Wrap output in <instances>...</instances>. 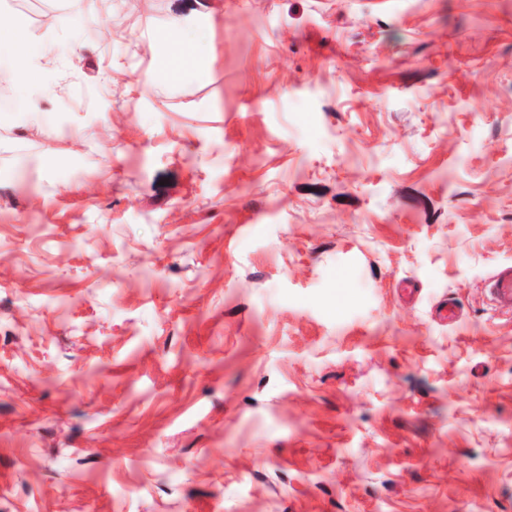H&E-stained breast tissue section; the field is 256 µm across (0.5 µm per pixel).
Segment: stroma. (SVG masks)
I'll return each instance as SVG.
<instances>
[{"mask_svg":"<svg viewBox=\"0 0 512 512\" xmlns=\"http://www.w3.org/2000/svg\"><path fill=\"white\" fill-rule=\"evenodd\" d=\"M100 14L0 0V512H512V0ZM30 31L18 24H0V56L7 57L10 65L0 70V82L11 86L27 103V111H42L43 102L55 95L59 87H47L42 75L53 61V46L31 47ZM489 292L498 308L512 310V266L496 272L489 283Z\"/></svg>","mask_w":512,"mask_h":512,"instance_id":"1","label":"stroma"}]
</instances>
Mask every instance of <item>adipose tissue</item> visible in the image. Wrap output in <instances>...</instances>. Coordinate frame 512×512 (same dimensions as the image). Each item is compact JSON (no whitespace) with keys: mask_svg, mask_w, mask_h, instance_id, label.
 <instances>
[{"mask_svg":"<svg viewBox=\"0 0 512 512\" xmlns=\"http://www.w3.org/2000/svg\"><path fill=\"white\" fill-rule=\"evenodd\" d=\"M30 31L18 24H0V56L10 65L0 70V83L11 86L31 112L41 111L44 101L55 95V88L44 85L42 75L53 61V46L33 48Z\"/></svg>","mask_w":512,"mask_h":512,"instance_id":"adipose-tissue-1","label":"adipose tissue"}]
</instances>
